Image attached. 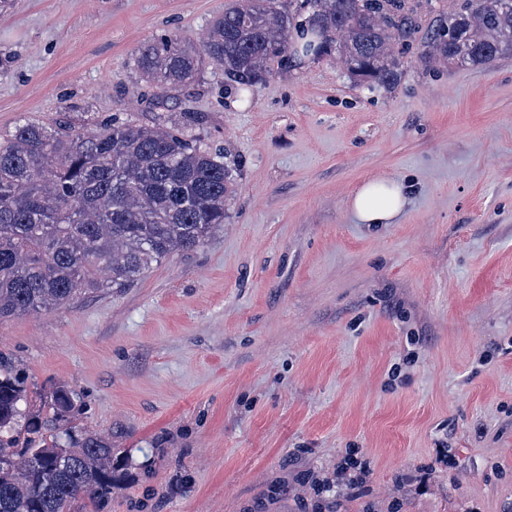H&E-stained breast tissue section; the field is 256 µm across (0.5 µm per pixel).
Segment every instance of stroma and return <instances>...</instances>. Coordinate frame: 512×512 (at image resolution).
<instances>
[{
  "instance_id": "35a3bbf8",
  "label": "stroma",
  "mask_w": 512,
  "mask_h": 512,
  "mask_svg": "<svg viewBox=\"0 0 512 512\" xmlns=\"http://www.w3.org/2000/svg\"><path fill=\"white\" fill-rule=\"evenodd\" d=\"M233 2L0 9V133L198 112L235 177L201 247L0 321L31 399L67 385L74 430L129 457L74 512H512V55L424 64L461 0H405L387 88L305 57L244 92L212 65L172 99L141 83L146 42L202 43ZM391 176L397 223H355L351 194Z\"/></svg>"
}]
</instances>
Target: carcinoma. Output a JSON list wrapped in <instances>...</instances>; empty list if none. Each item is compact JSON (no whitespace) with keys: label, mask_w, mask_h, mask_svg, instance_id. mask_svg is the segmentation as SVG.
<instances>
[{"label":"carcinoma","mask_w":512,"mask_h":512,"mask_svg":"<svg viewBox=\"0 0 512 512\" xmlns=\"http://www.w3.org/2000/svg\"><path fill=\"white\" fill-rule=\"evenodd\" d=\"M404 0H237L214 18L201 47L178 37L146 43L142 81L168 95L203 65L224 82L253 86L275 63L337 55L370 89L401 66L392 36L414 22ZM512 54V0H466L440 19L425 60L490 66ZM196 112L135 125L118 117L90 133L65 119L23 121L0 134V319L52 312L82 293L129 288L224 223L233 178L223 156L188 138ZM72 392L58 386L35 406L15 367L0 358V512H68L119 487L123 461L99 433L64 426Z\"/></svg>","instance_id":"cac0c4a2"}]
</instances>
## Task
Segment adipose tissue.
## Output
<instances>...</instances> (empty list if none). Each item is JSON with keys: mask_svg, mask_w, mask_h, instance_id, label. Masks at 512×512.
Here are the masks:
<instances>
[{"mask_svg": "<svg viewBox=\"0 0 512 512\" xmlns=\"http://www.w3.org/2000/svg\"><path fill=\"white\" fill-rule=\"evenodd\" d=\"M407 204L402 180L393 177L362 184L351 196L349 210L360 224H393Z\"/></svg>", "mask_w": 512, "mask_h": 512, "instance_id": "1", "label": "adipose tissue"}]
</instances>
